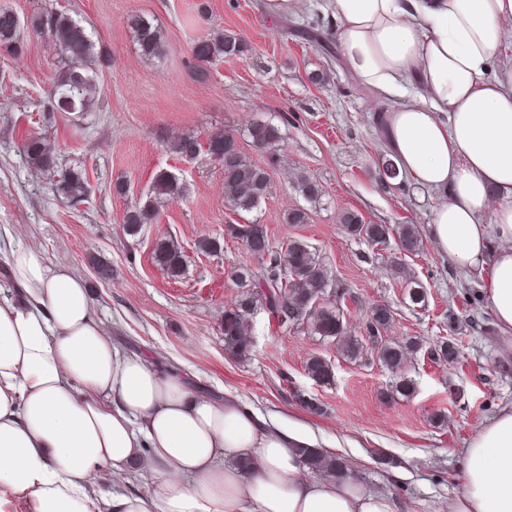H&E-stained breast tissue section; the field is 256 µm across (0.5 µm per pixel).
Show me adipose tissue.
Instances as JSON below:
<instances>
[{"mask_svg":"<svg viewBox=\"0 0 512 512\" xmlns=\"http://www.w3.org/2000/svg\"><path fill=\"white\" fill-rule=\"evenodd\" d=\"M356 81L393 107L379 119L400 175L437 192L429 234L478 273L512 350V60L498 52L512 0H335ZM0 228V506L28 512H395L349 477L310 472L315 437L193 392L174 367L124 353L84 280ZM144 493L118 486L142 467ZM110 473L115 491L98 486ZM461 490L438 512H512V406L470 439Z\"/></svg>","mask_w":512,"mask_h":512,"instance_id":"obj_1","label":"adipose tissue"}]
</instances>
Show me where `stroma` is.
Here are the masks:
<instances>
[{"mask_svg": "<svg viewBox=\"0 0 512 512\" xmlns=\"http://www.w3.org/2000/svg\"><path fill=\"white\" fill-rule=\"evenodd\" d=\"M68 2L109 55L99 70L100 97L80 120L58 113L38 121V104L59 70L57 52L28 35L19 55L0 56V226L24 225L48 263L80 274L122 348L177 366L206 394L231 395L283 427L313 433L321 448L355 466L357 480L389 496L397 512H436L459 491L466 445L481 422L512 404V355L504 353L488 308L475 314L457 363L439 366L420 356L408 362L415 390L406 397L391 393L394 376L376 360H348L335 344L278 326L262 309L253 317L249 353L233 357L224 350L220 321L240 294L233 267L254 259L224 235L229 212L220 162L204 153L177 159L169 151L170 140H202L221 129L235 134L251 162L268 166L270 194L251 217L273 243L300 238L317 249L356 297L346 315L352 335H360L378 304L393 314V340L448 335V300L473 277L456 269L426 234L438 198L411 183L381 185L376 120L386 103L353 79L341 57H326L300 35L304 29L335 31L334 0L292 2L284 13L269 9L266 0ZM138 14L153 17L164 33L157 60L140 55L129 25ZM221 32L243 36L248 52L213 62L209 80L194 81L193 44ZM259 120L282 131L276 164L246 135ZM42 132L58 147V171L34 170L23 155L24 140ZM69 169L85 173L89 183L85 201L74 206L56 192ZM162 169L178 176L182 199L162 204L158 222L144 225L140 235H125V213L145 201ZM301 175L324 187L320 204H307L297 192ZM118 181L125 194L115 193ZM302 206L309 222L285 223L288 210ZM348 211L370 224H415L424 232L421 252L408 263L427 290L426 308L414 307L391 276L396 242L374 247L349 236L341 222ZM161 236L189 257L179 279L168 278L152 260ZM206 237L223 239L221 255L198 253ZM100 264L110 267V278L98 276ZM312 356L331 363V381L308 376ZM308 399L322 414L306 409ZM440 412L448 416L447 427L433 422Z\"/></svg>", "mask_w": 512, "mask_h": 512, "instance_id": "obj_1", "label": "stroma"}]
</instances>
